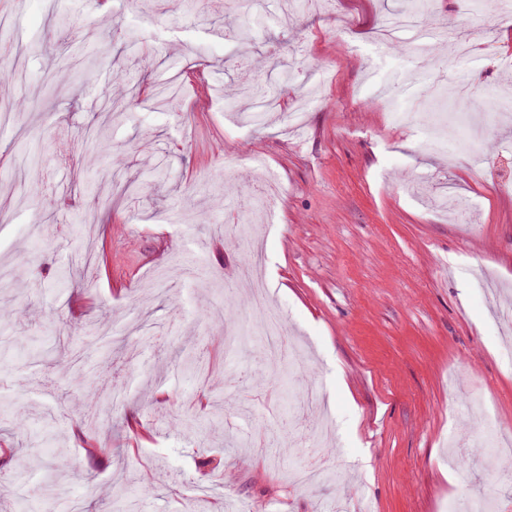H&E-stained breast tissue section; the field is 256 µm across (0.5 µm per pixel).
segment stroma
Wrapping results in <instances>:
<instances>
[{"instance_id":"1","label":"stroma","mask_w":512,"mask_h":512,"mask_svg":"<svg viewBox=\"0 0 512 512\" xmlns=\"http://www.w3.org/2000/svg\"><path fill=\"white\" fill-rule=\"evenodd\" d=\"M402 7L257 0L270 21L244 43L220 0H0L33 103L0 127V512L34 486L35 512H106L116 495L137 512H464L489 490L512 506L498 456L469 453L487 423L512 425V322L493 316L512 298V114L448 92L466 78L512 94V0H434L426 26L481 57L437 77L409 48L347 50ZM172 55L189 73L176 110L130 106L87 154L100 102L128 75L169 80ZM259 62L280 106L258 128L225 95ZM157 163L164 183L117 194ZM268 177L283 188L272 234L234 204ZM256 249L291 368L260 358L255 328L225 345ZM98 383L122 389L116 405L89 402ZM94 420L113 449L97 468L79 438ZM313 432L324 477L291 484Z\"/></svg>"}]
</instances>
